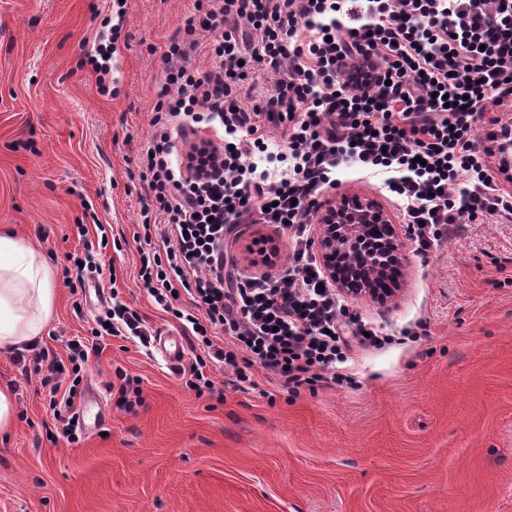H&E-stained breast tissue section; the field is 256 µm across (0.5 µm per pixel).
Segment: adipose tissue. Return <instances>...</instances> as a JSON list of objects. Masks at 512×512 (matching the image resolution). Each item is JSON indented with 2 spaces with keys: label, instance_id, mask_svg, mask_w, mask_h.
Segmentation results:
<instances>
[{
  "label": "adipose tissue",
  "instance_id": "ef3b65f1",
  "mask_svg": "<svg viewBox=\"0 0 512 512\" xmlns=\"http://www.w3.org/2000/svg\"><path fill=\"white\" fill-rule=\"evenodd\" d=\"M55 273L13 232L0 231V349L33 346L55 314Z\"/></svg>",
  "mask_w": 512,
  "mask_h": 512
}]
</instances>
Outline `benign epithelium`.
Listing matches in <instances>:
<instances>
[{
	"label": "benign epithelium",
	"mask_w": 512,
	"mask_h": 512,
	"mask_svg": "<svg viewBox=\"0 0 512 512\" xmlns=\"http://www.w3.org/2000/svg\"><path fill=\"white\" fill-rule=\"evenodd\" d=\"M495 135L499 140L498 165L509 174L512 172V127L497 130ZM320 224L317 248L322 254L340 250L354 257L350 272L332 271L339 291L348 297L384 299L383 290L375 285L377 274L384 271L388 262L404 260L398 229L384 206L372 197L353 192L343 196L339 203L329 204L320 217ZM361 224H385L389 237L372 247L359 230Z\"/></svg>",
	"instance_id": "7a95c632"
}]
</instances>
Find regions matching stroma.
I'll return each instance as SVG.
<instances>
[{"mask_svg": "<svg viewBox=\"0 0 512 512\" xmlns=\"http://www.w3.org/2000/svg\"><path fill=\"white\" fill-rule=\"evenodd\" d=\"M194 0H0V227L30 240L55 272L56 315L41 347L66 359L101 311L71 260L94 255L104 291L178 331L137 280L146 191L137 157L152 135L170 38ZM118 19L99 93L90 64ZM330 202L361 192L395 210L383 176L349 168ZM86 235H78V225ZM287 255L267 224L241 225L228 259L265 266L258 240ZM401 287L387 304L352 299L388 342L353 350L340 385L290 393L256 370L240 390L213 368L197 397L155 346L104 339L76 407L97 402L102 429L56 428L40 373L0 352V385L18 418L0 434V512H512V221L471 223L420 257L404 240ZM138 378L135 412L115 401L116 369Z\"/></svg>", "mask_w": 512, "mask_h": 512, "instance_id": "35a3bbf8", "label": "stroma"}]
</instances>
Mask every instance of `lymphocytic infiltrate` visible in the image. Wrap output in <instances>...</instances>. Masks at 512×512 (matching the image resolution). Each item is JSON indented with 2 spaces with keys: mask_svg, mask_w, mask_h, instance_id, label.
Instances as JSON below:
<instances>
[{
  "mask_svg": "<svg viewBox=\"0 0 512 512\" xmlns=\"http://www.w3.org/2000/svg\"><path fill=\"white\" fill-rule=\"evenodd\" d=\"M208 33L200 44L197 31ZM258 41L247 45L245 31ZM206 49L207 70L190 65ZM153 132L139 158L150 205L139 250L142 288L200 346L181 372L196 396L214 394L210 367L253 384L254 368L289 392L350 383L337 372L378 334L343 308L313 249L311 219L336 169L385 170L403 206L417 254L429 253L466 221L512 217L476 137L490 106L512 97V0H196L182 34L166 46ZM252 59L278 73L272 91L245 106ZM224 130L208 155L179 154L187 124ZM287 140L278 178L246 156L266 146L269 127ZM239 224H270L293 250L286 266L226 287L224 240ZM92 341L67 343L80 373L107 337L151 336L137 311L116 301ZM220 331L224 345L214 344ZM54 417L76 441V385H62L49 351L32 356Z\"/></svg>",
  "mask_w": 512,
  "mask_h": 512,
  "instance_id": "f902f5d3",
  "label": "lymphocytic infiltrate"
}]
</instances>
